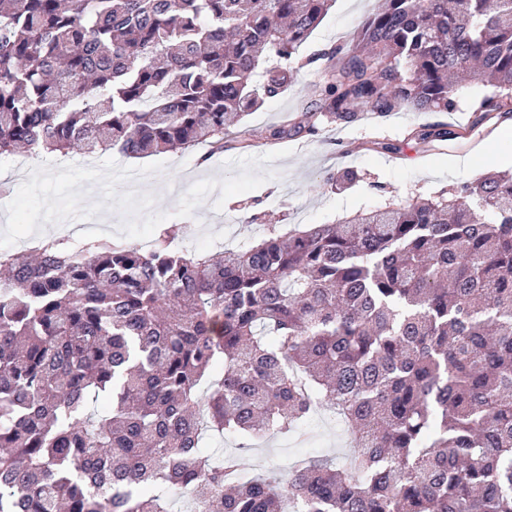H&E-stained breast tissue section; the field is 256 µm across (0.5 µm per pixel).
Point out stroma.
<instances>
[{
	"mask_svg": "<svg viewBox=\"0 0 512 512\" xmlns=\"http://www.w3.org/2000/svg\"><path fill=\"white\" fill-rule=\"evenodd\" d=\"M376 8V0H335L301 47V56L329 44H354L362 22ZM326 76L321 62L301 69L287 91L265 100L228 128L225 138L230 146L224 152L210 154L200 147L159 154L164 170L142 177L141 188L155 194V211L170 214L177 209L180 191L196 181L239 175L234 159L288 152L287 157L270 162L275 176L259 188L229 198L219 210L214 197H207L192 216L182 218L184 246L211 252L216 243L233 247L262 238L273 227L283 232L298 224H335L361 211L432 195L464 179L512 170V137L494 135L493 123L473 124L469 103L490 90L481 79L466 84L452 112H420L404 106L383 121L368 113L353 124H324L314 135L268 140L271 129L299 121L303 108L315 105L312 90ZM434 122L447 123L453 130L466 128L467 135L428 144L414 139V132ZM345 171L357 173L355 184H327V177ZM254 214L260 215L259 223H250ZM347 451L336 425L321 411L311 420L306 446H297L289 436L265 439L247 452L245 469L283 470L314 455L340 460Z\"/></svg>",
	"mask_w": 512,
	"mask_h": 512,
	"instance_id": "obj_1",
	"label": "stroma"
}]
</instances>
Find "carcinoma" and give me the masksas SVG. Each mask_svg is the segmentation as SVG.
Returning a JSON list of instances; mask_svg holds the SVG:
<instances>
[{
  "mask_svg": "<svg viewBox=\"0 0 512 512\" xmlns=\"http://www.w3.org/2000/svg\"><path fill=\"white\" fill-rule=\"evenodd\" d=\"M334 0H0V160L207 143L283 93ZM325 120L512 119V0H383ZM458 133L434 123L420 141ZM56 237L0 254V512H512V172L214 256ZM341 416V464L248 475L211 435ZM181 499L185 509L174 510Z\"/></svg>",
  "mask_w": 512,
  "mask_h": 512,
  "instance_id": "cac0c4a2",
  "label": "carcinoma"
}]
</instances>
